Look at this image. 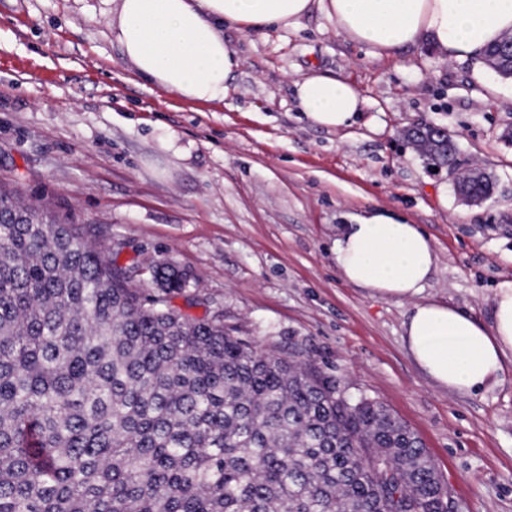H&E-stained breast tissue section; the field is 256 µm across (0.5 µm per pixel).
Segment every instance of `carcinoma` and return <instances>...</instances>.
I'll return each instance as SVG.
<instances>
[{"mask_svg": "<svg viewBox=\"0 0 512 512\" xmlns=\"http://www.w3.org/2000/svg\"><path fill=\"white\" fill-rule=\"evenodd\" d=\"M512 35L483 53L509 77ZM407 136L454 173L448 132ZM489 197L492 177H458ZM147 295L97 228L0 188V512H448L418 435L312 362Z\"/></svg>", "mask_w": 512, "mask_h": 512, "instance_id": "obj_1", "label": "carcinoma"}]
</instances>
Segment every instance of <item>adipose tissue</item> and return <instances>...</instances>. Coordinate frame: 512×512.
<instances>
[{"instance_id":"adipose-tissue-1","label":"adipose tissue","mask_w":512,"mask_h":512,"mask_svg":"<svg viewBox=\"0 0 512 512\" xmlns=\"http://www.w3.org/2000/svg\"><path fill=\"white\" fill-rule=\"evenodd\" d=\"M111 26L124 60L140 77L190 101L223 99L240 57L224 38L233 24L260 30L296 27L319 9L370 56L387 57L419 44L442 60L482 55L512 34V0H113ZM296 98L313 124L351 126L363 100L350 83L324 74L297 82ZM343 280L373 294L412 301L407 349L437 385L473 395L502 383L512 355V283L496 288L491 319L437 301H420L436 252L415 224L387 211L342 225L333 244Z\"/></svg>"}]
</instances>
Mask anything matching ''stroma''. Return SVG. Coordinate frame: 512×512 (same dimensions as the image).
I'll return each mask as SVG.
<instances>
[{
  "label": "stroma",
  "mask_w": 512,
  "mask_h": 512,
  "mask_svg": "<svg viewBox=\"0 0 512 512\" xmlns=\"http://www.w3.org/2000/svg\"><path fill=\"white\" fill-rule=\"evenodd\" d=\"M111 17V0H0V183L100 225L147 293L152 264L173 263L196 300L179 309L222 313L258 353L312 360L382 402L422 439L456 512H512V381L474 395L434 384L405 346L411 301L347 284L332 253L339 225L392 212L434 243L422 299L488 321L512 281V79L428 45L370 57L315 9L295 28L226 27L241 64L223 100L192 102L133 71ZM314 72L357 88L351 127L299 113L295 84ZM416 123L448 130L494 194L466 202L405 138Z\"/></svg>",
  "instance_id": "35a3bbf8"
}]
</instances>
